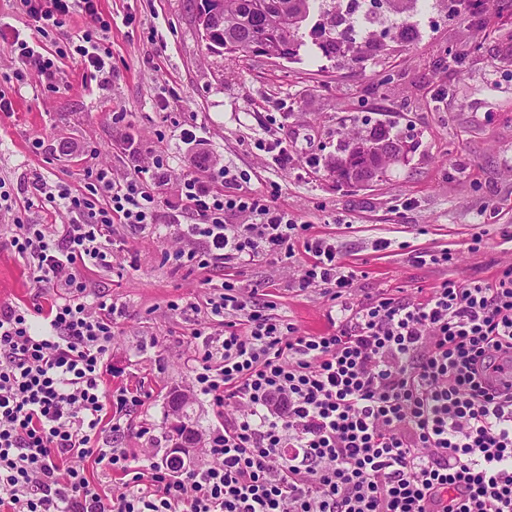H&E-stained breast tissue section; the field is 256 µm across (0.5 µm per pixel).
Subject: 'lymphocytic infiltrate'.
Listing matches in <instances>:
<instances>
[{"label":"lymphocytic infiltrate","mask_w":512,"mask_h":512,"mask_svg":"<svg viewBox=\"0 0 512 512\" xmlns=\"http://www.w3.org/2000/svg\"><path fill=\"white\" fill-rule=\"evenodd\" d=\"M43 27L87 26L66 35L59 57L80 56L91 80L112 79L111 29L99 0H21ZM14 90L52 87L56 68L14 42ZM166 151L117 182L106 166L84 186L42 183L43 205L65 218L60 239L30 223L0 179V237L53 299L41 331L27 309L0 305V512H512V264L488 282L443 279L420 299L387 292L353 301L357 273L333 238L310 233L272 199L243 190L230 168L184 177L188 236L202 253H175L200 268L258 258L306 262L300 290L328 294L334 331L310 336L248 303L234 284L205 299L224 334L195 349V383L217 409L204 459L181 476L112 438L142 398L105 397L113 304L76 269L110 265L115 224L157 223ZM244 223H237V216ZM123 475L102 495L86 461Z\"/></svg>","instance_id":"f902f5d3"}]
</instances>
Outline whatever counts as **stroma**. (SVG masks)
<instances>
[{
    "label": "stroma",
    "mask_w": 512,
    "mask_h": 512,
    "mask_svg": "<svg viewBox=\"0 0 512 512\" xmlns=\"http://www.w3.org/2000/svg\"><path fill=\"white\" fill-rule=\"evenodd\" d=\"M198 2L101 0L102 16L112 23L111 83L86 87L80 58H63L52 89L23 88L13 112H0V177L14 198L32 201L31 223L57 233L61 218L39 205L43 182L76 187L96 165L124 180L139 164L121 151L133 130L142 134L144 150L162 147L171 157V180L158 190V223L113 225L111 266L80 272L117 307L105 389L137 387L145 396L129 434L114 444L153 462L164 461L170 446V390L191 395L200 435L218 424L196 390L192 362L196 333L223 329L221 318L201 307L209 292L230 281L254 301L273 304L302 333L332 330L327 297L297 288L303 256L223 269L167 259L176 248L206 247L181 239L182 225L169 221L180 205L183 176L220 165L246 175L244 190L273 194L298 223L335 239L341 260L357 272L360 298L383 290L417 298L445 278L489 281L512 261V242L502 239L512 226V41L505 37L512 31V0L477 15L465 0H439L414 16L415 43L382 41L358 63L208 53L192 22ZM34 26L20 0H0V89L19 66L8 47L14 37L55 50L58 34L43 38ZM165 97L172 103L162 112ZM119 110L125 122H113ZM178 122L197 126L204 146L181 143L173 134ZM378 124L413 144L407 160L365 187L337 183L326 162L339 142ZM271 133L287 146V163L259 149ZM476 234L484 245L473 252ZM381 238L390 246L375 250ZM442 248L457 255L445 269L408 259L412 250ZM49 300L26 263L0 242V304L28 308L38 326L36 309Z\"/></svg>",
    "instance_id": "1"
}]
</instances>
